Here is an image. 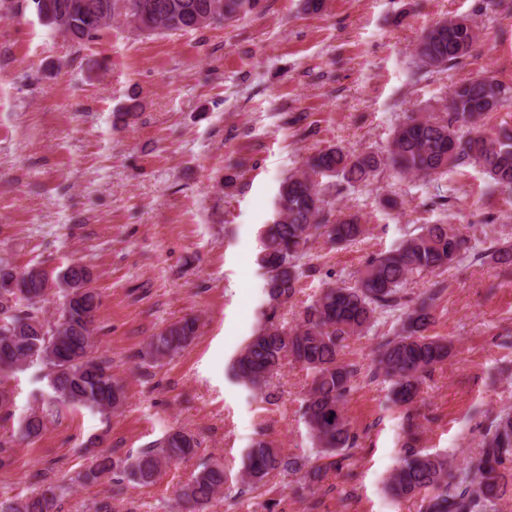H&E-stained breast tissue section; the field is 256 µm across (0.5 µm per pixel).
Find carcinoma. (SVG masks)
<instances>
[{"instance_id": "cac0c4a2", "label": "carcinoma", "mask_w": 512, "mask_h": 512, "mask_svg": "<svg viewBox=\"0 0 512 512\" xmlns=\"http://www.w3.org/2000/svg\"><path fill=\"white\" fill-rule=\"evenodd\" d=\"M45 5L41 18L55 27L57 14L70 20L72 41L80 44L98 37L122 16L141 32L196 31L214 23L237 21L258 8L260 0H30ZM478 40L465 19L436 22L415 48L416 74L461 63ZM488 92L476 80L454 85L444 117L409 115L393 132L387 154H349L329 147L310 156L307 170L289 175L278 189L270 222L259 232L257 262L265 275L270 313L234 358L230 373L237 384L259 394L285 362L297 363L311 378L302 417L318 457H333L356 446L357 436L343 406L353 390L355 368L340 359L345 342L367 334L378 316L400 313V331L382 339L375 350L374 372L391 384L394 402L407 406L418 396L424 378L447 360L452 344L429 336L433 323V296L413 304L405 288L425 274H442L475 249L471 237L450 224H422L397 247L368 259L354 284L324 289L305 307L291 327L274 321L278 306L288 302L299 281L315 268L302 262L310 242L325 235L338 244H350L367 233L356 217L330 220L322 185L362 183L380 166L400 175L443 176L472 161L480 164L492 185L512 188V128L487 135L479 121L501 103L505 87L494 82ZM327 182H322V179ZM495 265H512V243L497 241L478 253ZM54 287L24 271H15L11 258L0 256V419L12 417L13 392L5 384L9 372L35 369L47 380L49 407L72 406L112 413L125 402L123 388L112 376V361L98 354L96 316L101 295L88 286L91 270L72 263L51 276ZM59 300V318L46 316L44 303ZM195 317L166 325L152 336L145 356L153 362L171 359L197 335ZM46 415L38 409L19 421V439L28 443L45 429ZM481 451L461 471L445 454L408 448L401 465L388 478L397 499L419 497L423 512H477L502 499L512 488V414L496 416L483 430ZM194 452L185 432L170 431L160 446L130 460L96 456L90 474L101 477L117 471L135 484L153 482L168 465ZM304 464L266 440L255 441L241 459L240 482L250 488L273 473L296 474ZM230 472L222 463L205 466L176 491L177 503L190 512H205L224 491ZM58 486L41 483L40 490L15 502L0 503V512H54Z\"/></svg>"}]
</instances>
